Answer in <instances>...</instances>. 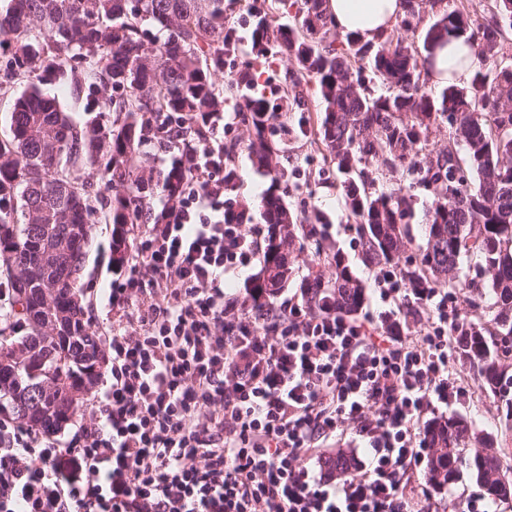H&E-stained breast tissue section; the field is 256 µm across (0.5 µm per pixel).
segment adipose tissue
Masks as SVG:
<instances>
[{
  "label": "adipose tissue",
  "instance_id": "obj_1",
  "mask_svg": "<svg viewBox=\"0 0 512 512\" xmlns=\"http://www.w3.org/2000/svg\"><path fill=\"white\" fill-rule=\"evenodd\" d=\"M404 0H329L336 29L365 41H376L404 13ZM478 62L475 44L459 37L438 48L424 67L428 84L467 85Z\"/></svg>",
  "mask_w": 512,
  "mask_h": 512
}]
</instances>
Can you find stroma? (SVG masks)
<instances>
[{"instance_id": "1", "label": "stroma", "mask_w": 512, "mask_h": 512, "mask_svg": "<svg viewBox=\"0 0 512 512\" xmlns=\"http://www.w3.org/2000/svg\"><path fill=\"white\" fill-rule=\"evenodd\" d=\"M320 117L319 98L315 95L311 96L307 111L291 115L287 151L280 159L290 174L285 200L294 208L307 201L322 211L323 222L314 226L316 238L344 255L346 262L365 286L363 312L375 314L381 309L375 282L377 270L363 259L355 227L345 216L342 189L335 171L325 162L321 150L311 146L302 134L303 127L316 125ZM91 234L92 246L86 258L83 279V304L92 331L103 336L112 327L110 288L112 284L127 278L130 268L112 263L111 225L95 223ZM448 371L470 394L466 405L453 408V415L468 420L477 430L493 438L503 439L505 411L502 404L480 392L476 376L458 358L450 359Z\"/></svg>"}]
</instances>
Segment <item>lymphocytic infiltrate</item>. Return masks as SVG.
Listing matches in <instances>:
<instances>
[{"label":"lymphocytic infiltrate","instance_id":"lymphocytic-infiltrate-1","mask_svg":"<svg viewBox=\"0 0 512 512\" xmlns=\"http://www.w3.org/2000/svg\"><path fill=\"white\" fill-rule=\"evenodd\" d=\"M224 126L210 117L182 206L134 239L111 288V383L80 446L0 421V512H431L414 482L419 424L468 397L448 373L454 297L387 269L383 311L360 319L304 297L225 298L261 230L209 215ZM405 300L430 313L412 333L391 310ZM348 429L365 454L337 478L320 467L324 444Z\"/></svg>","mask_w":512,"mask_h":512}]
</instances>
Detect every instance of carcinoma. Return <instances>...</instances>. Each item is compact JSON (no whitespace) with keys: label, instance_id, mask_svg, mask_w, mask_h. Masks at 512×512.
I'll return each mask as SVG.
<instances>
[{"label":"carcinoma","instance_id":"obj_1","mask_svg":"<svg viewBox=\"0 0 512 512\" xmlns=\"http://www.w3.org/2000/svg\"><path fill=\"white\" fill-rule=\"evenodd\" d=\"M239 2L9 0L0 14L4 78L29 80L14 101L0 148V254L13 257L12 265L0 266L11 289L10 306L0 310V413L50 434L83 407L85 399L71 392L86 384V394L92 393L100 374L87 370L101 355V338L71 297L82 291L95 216L102 209L113 224L112 262L123 265L127 225L165 223L192 180L190 158L206 134L203 117L224 111L231 100L251 131L248 154L271 178L260 202L267 242L248 301L276 299L292 274L294 251L309 240L305 206L293 209L284 200L288 169L279 165L284 147L278 131L313 87L324 113L314 140L336 166L347 217L369 263L399 258L411 240L408 188H430L425 244L401 274L417 288L467 295L468 317L453 336L456 352L512 418V111H499L512 103V71L503 66L512 56V0H486L471 11L450 9L446 0H406L401 24L375 43L338 31L328 0H301L294 22L277 26L272 10L287 8L288 0H251V59L226 75L240 39L225 18ZM419 24L417 45L404 33ZM459 36L479 48L470 84L428 90L424 61ZM273 54L294 66L270 99L254 62ZM60 78L70 81L75 95L90 96L86 111L96 116L82 126L45 89ZM441 125L452 129V143L431 149V130ZM148 141L168 149L166 167L140 152ZM237 149L233 139L216 147L215 160L224 161V222L250 224L252 212L238 200ZM80 165L95 170L97 180H79ZM38 249L55 251L54 269L38 267ZM314 252L316 270L304 287L356 315L363 284L340 252L319 242ZM464 256L474 260L480 280L459 274ZM24 288L31 292L25 303ZM43 292L47 307L39 300ZM54 310L64 313L56 327ZM424 436L431 486L440 490L458 481L467 452L471 476L484 492L494 500L512 498V478L501 470L493 438L453 415L429 421Z\"/></svg>","mask_w":512,"mask_h":512}]
</instances>
